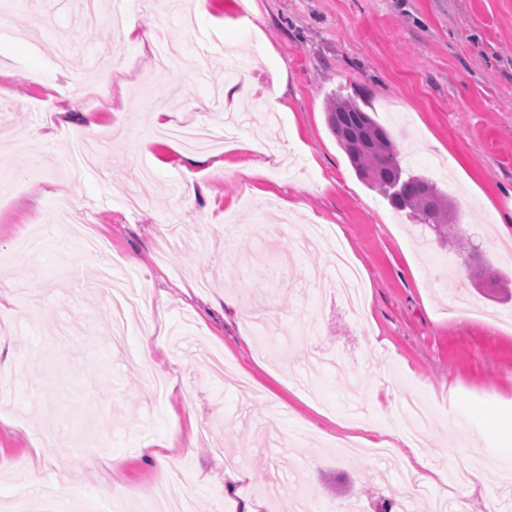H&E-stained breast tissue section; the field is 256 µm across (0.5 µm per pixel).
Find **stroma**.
<instances>
[{
  "label": "stroma",
  "instance_id": "1",
  "mask_svg": "<svg viewBox=\"0 0 512 512\" xmlns=\"http://www.w3.org/2000/svg\"><path fill=\"white\" fill-rule=\"evenodd\" d=\"M82 4L0 0V512L98 510L104 483L123 488L117 512H166L169 471L194 512H297L304 496L377 512L390 495L436 512L465 457L484 478L460 486L466 508L490 512L512 474V452L483 433L486 416L512 415V299L358 178L325 100L373 113L512 278V237L494 227L512 213V0H206L200 13L140 0L128 24L177 25L187 45L162 74L150 48L86 25ZM225 77L249 94L222 99ZM228 112L250 148L224 141L193 165L159 134ZM91 117L107 142L93 176L60 164L64 129ZM281 217L294 232L257 247ZM89 233L106 254L83 250ZM339 248L366 309L309 282L333 276ZM105 267L142 297L121 343L91 287ZM160 333L155 363L139 362L137 342ZM366 422L373 441L419 428L426 496L400 457L332 448ZM234 455L249 477L231 497Z\"/></svg>",
  "mask_w": 512,
  "mask_h": 512
}]
</instances>
